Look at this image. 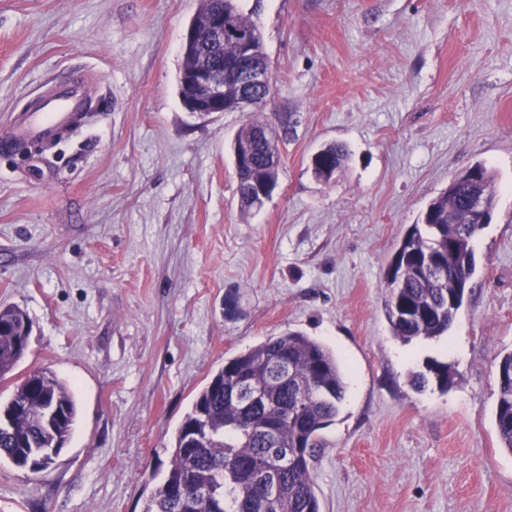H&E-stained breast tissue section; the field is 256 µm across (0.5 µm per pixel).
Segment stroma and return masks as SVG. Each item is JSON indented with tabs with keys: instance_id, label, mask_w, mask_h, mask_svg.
I'll list each match as a JSON object with an SVG mask.
<instances>
[{
	"instance_id": "obj_1",
	"label": "stroma",
	"mask_w": 512,
	"mask_h": 512,
	"mask_svg": "<svg viewBox=\"0 0 512 512\" xmlns=\"http://www.w3.org/2000/svg\"><path fill=\"white\" fill-rule=\"evenodd\" d=\"M200 0H0V132L60 72L98 82L84 130L0 153V306L31 324L15 374L52 371L79 407L33 474L0 462V512H142L196 392L299 331L346 384L312 461L321 512H512L495 428L512 352V0H241L272 62L281 166L241 207L249 112L182 105ZM345 145L316 179L311 157ZM494 178L476 275L447 336L405 342L384 311L407 227L459 175ZM451 382L416 389L430 361ZM314 156L320 157L327 163V168L324 172L320 169L314 171V175L324 181H329L333 174H336L345 164L348 158L346 148L337 143H330L319 149Z\"/></svg>"
}]
</instances>
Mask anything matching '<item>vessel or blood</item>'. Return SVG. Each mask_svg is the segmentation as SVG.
I'll use <instances>...</instances> for the list:
<instances>
[{"label": "vessel or blood", "instance_id": "1", "mask_svg": "<svg viewBox=\"0 0 512 512\" xmlns=\"http://www.w3.org/2000/svg\"><path fill=\"white\" fill-rule=\"evenodd\" d=\"M91 82L84 72H65L55 77L34 105L14 115L0 134V152L10 153L29 145H51L78 133L90 109Z\"/></svg>", "mask_w": 512, "mask_h": 512}]
</instances>
